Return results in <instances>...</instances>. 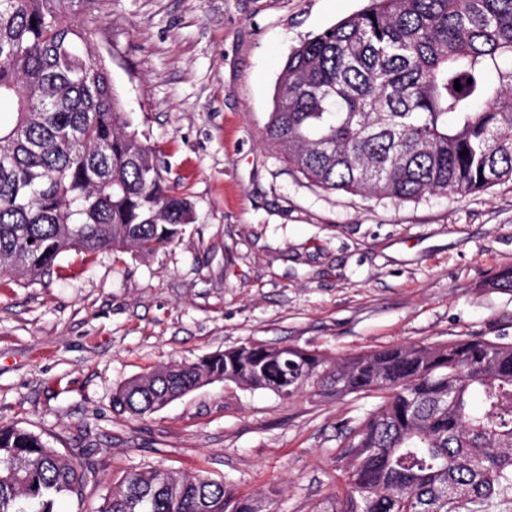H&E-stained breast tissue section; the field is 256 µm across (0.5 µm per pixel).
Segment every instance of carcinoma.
Segmentation results:
<instances>
[{
    "label": "carcinoma",
    "instance_id": "obj_1",
    "mask_svg": "<svg viewBox=\"0 0 512 512\" xmlns=\"http://www.w3.org/2000/svg\"><path fill=\"white\" fill-rule=\"evenodd\" d=\"M95 0H0V278L68 251L149 254L192 223L129 131L94 47ZM473 82H468V79ZM461 90H455V83ZM265 139L307 179L397 200L512 181V0H370L288 57ZM211 381L291 398L378 393L347 428L336 505L317 512H496L512 491V343L473 336L333 359L250 343L119 386L142 417ZM97 478L40 435L0 426V512H55ZM275 512L224 478L126 475L98 512Z\"/></svg>",
    "mask_w": 512,
    "mask_h": 512
}]
</instances>
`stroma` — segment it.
<instances>
[{
	"label": "stroma",
	"instance_id": "1",
	"mask_svg": "<svg viewBox=\"0 0 512 512\" xmlns=\"http://www.w3.org/2000/svg\"><path fill=\"white\" fill-rule=\"evenodd\" d=\"M367 4L99 0L95 48L195 220L146 256L70 251L42 280H0V424L99 469L56 512H98L149 467L314 512L344 485V427L379 402L215 381L141 418L113 411L115 389L158 366L249 343L342 358L512 340V291L495 285L512 268V181L410 201L335 192L263 137L288 56Z\"/></svg>",
	"mask_w": 512,
	"mask_h": 512
}]
</instances>
